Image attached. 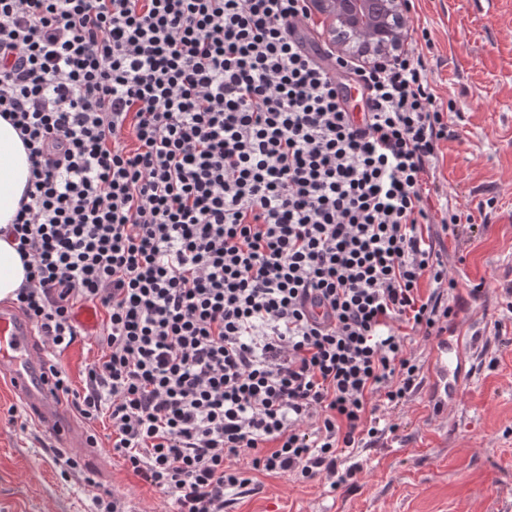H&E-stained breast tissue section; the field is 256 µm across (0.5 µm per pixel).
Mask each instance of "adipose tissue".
<instances>
[{"label":"adipose tissue","instance_id":"obj_1","mask_svg":"<svg viewBox=\"0 0 512 512\" xmlns=\"http://www.w3.org/2000/svg\"><path fill=\"white\" fill-rule=\"evenodd\" d=\"M29 178L27 151L10 122L0 118V300L15 299L26 271L14 243L3 229L19 208Z\"/></svg>","mask_w":512,"mask_h":512}]
</instances>
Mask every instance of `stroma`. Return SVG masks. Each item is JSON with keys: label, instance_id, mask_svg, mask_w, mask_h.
I'll return each instance as SVG.
<instances>
[{"label": "stroma", "instance_id": "35a3bbf8", "mask_svg": "<svg viewBox=\"0 0 512 512\" xmlns=\"http://www.w3.org/2000/svg\"><path fill=\"white\" fill-rule=\"evenodd\" d=\"M412 16L432 39L436 93L455 102L432 204L473 217L443 235L444 260L461 287L484 286L454 324L476 339L458 395L437 407L435 344L417 341L421 386L393 412L398 431L355 452L364 467L356 488L259 472L227 512H512V0H415ZM491 197L495 209L482 217ZM16 404L0 379V512H90L108 493L128 512H170L167 497L113 456L109 423L95 425L97 450L60 448L36 418L25 434L10 424ZM71 455L81 473L61 478Z\"/></svg>", "mask_w": 512, "mask_h": 512}]
</instances>
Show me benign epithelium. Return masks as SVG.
<instances>
[{
    "label": "benign epithelium",
    "instance_id": "benign-epithelium-1",
    "mask_svg": "<svg viewBox=\"0 0 512 512\" xmlns=\"http://www.w3.org/2000/svg\"><path fill=\"white\" fill-rule=\"evenodd\" d=\"M312 8L331 19L328 34L342 55L369 61L402 45L406 0H313Z\"/></svg>",
    "mask_w": 512,
    "mask_h": 512
}]
</instances>
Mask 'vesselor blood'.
Segmentation results:
<instances>
[{
	"instance_id": "1",
	"label": "vessel or blood",
	"mask_w": 512,
	"mask_h": 512,
	"mask_svg": "<svg viewBox=\"0 0 512 512\" xmlns=\"http://www.w3.org/2000/svg\"><path fill=\"white\" fill-rule=\"evenodd\" d=\"M468 349L463 337L440 341L434 352L438 388L447 391L456 382ZM0 375L6 377L20 402L37 415L58 445L80 444L82 435L61 396L52 395L50 359L37 346L31 322L12 307H0Z\"/></svg>"
}]
</instances>
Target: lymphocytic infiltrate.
<instances>
[{"mask_svg": "<svg viewBox=\"0 0 512 512\" xmlns=\"http://www.w3.org/2000/svg\"><path fill=\"white\" fill-rule=\"evenodd\" d=\"M307 0H0V117L31 180L6 233L49 351L103 318L55 387L174 512L252 474L352 486L379 413L421 383L414 337L461 309L426 201L447 113L427 28L320 61ZM362 92L350 112L344 81ZM429 293H422V284ZM250 457V467L240 460ZM88 307L92 308L91 306H83L77 307L75 309L77 319L80 312ZM95 314V327L90 331H86L81 327L87 336H79L77 340L62 355L57 356L56 358L58 366L65 370L68 374L72 383V387L78 390L83 386L88 364L91 363L98 351L96 345L93 342L94 336L91 334L95 333V330L100 323L101 316L98 311H95ZM90 347L92 350H89Z\"/></svg>", "mask_w": 512, "mask_h": 512, "instance_id": "lymphocytic-infiltrate-1", "label": "lymphocytic infiltrate"}]
</instances>
